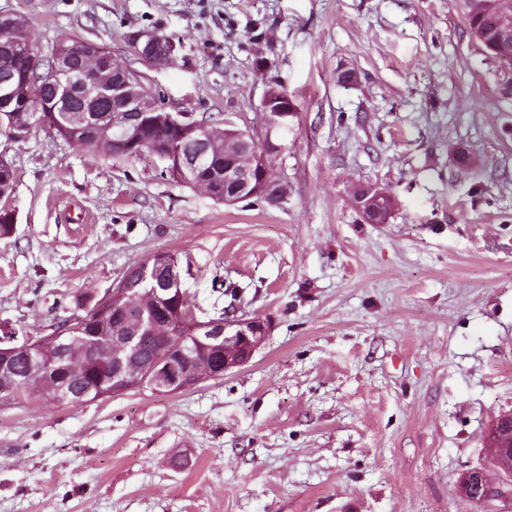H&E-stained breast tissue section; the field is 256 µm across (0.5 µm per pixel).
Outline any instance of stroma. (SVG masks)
Returning <instances> with one entry per match:
<instances>
[{
	"mask_svg": "<svg viewBox=\"0 0 512 512\" xmlns=\"http://www.w3.org/2000/svg\"><path fill=\"white\" fill-rule=\"evenodd\" d=\"M0 12L44 55L71 33L105 46L196 120L257 128L274 82L297 111L278 161L288 199L254 207L168 180L147 152L0 135L18 214L0 241V329L50 334L157 252L203 309L269 324L248 364L192 389L0 404V512H489L459 479L512 415V101L459 0ZM138 31L181 43L175 65H143ZM360 184L396 199L387 223L366 222Z\"/></svg>",
	"mask_w": 512,
	"mask_h": 512,
	"instance_id": "35a3bbf8",
	"label": "stroma"
}]
</instances>
